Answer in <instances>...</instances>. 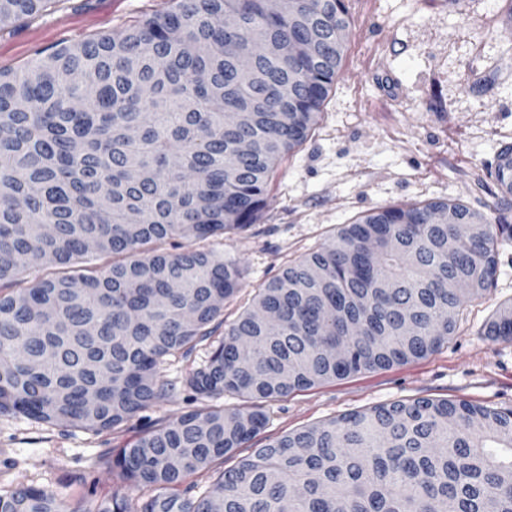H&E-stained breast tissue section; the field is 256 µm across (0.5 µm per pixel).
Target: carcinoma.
<instances>
[{
  "label": "carcinoma",
  "instance_id": "obj_1",
  "mask_svg": "<svg viewBox=\"0 0 512 512\" xmlns=\"http://www.w3.org/2000/svg\"><path fill=\"white\" fill-rule=\"evenodd\" d=\"M54 0H0V27ZM344 0H172L112 35L0 71V415L100 433L163 401L170 358L203 344L194 396L227 395L161 423L108 466L145 492L136 512H512V407L419 398L288 432L236 466L224 457L267 423L263 403L426 356L486 292L509 207L495 221L455 201L391 206L255 289L238 261L192 247L257 223L280 158L317 124L347 38ZM293 40L274 58L258 44ZM493 175L512 197V146ZM472 235L448 251L456 226ZM93 254L101 268H62ZM486 335L512 342V307ZM213 472L205 489L187 482ZM0 512H131L119 491L72 509L22 487Z\"/></svg>",
  "mask_w": 512,
  "mask_h": 512
}]
</instances>
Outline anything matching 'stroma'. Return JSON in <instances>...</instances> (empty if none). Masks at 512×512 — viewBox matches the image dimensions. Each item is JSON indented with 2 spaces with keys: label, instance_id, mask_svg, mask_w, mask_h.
Masks as SVG:
<instances>
[{
  "label": "stroma",
  "instance_id": "obj_1",
  "mask_svg": "<svg viewBox=\"0 0 512 512\" xmlns=\"http://www.w3.org/2000/svg\"><path fill=\"white\" fill-rule=\"evenodd\" d=\"M350 28L339 74L309 139L277 164L268 205L251 231L198 249L229 253L244 271L232 323L255 289L345 225L389 206L458 199L493 214L487 174L512 145V0H345ZM169 0H56L33 18L0 28V71L44 50L123 30ZM512 304V241L498 248L493 287L466 303L447 343L425 358L294 392L267 402L268 422L225 467L288 432L355 411L417 398L512 406V342L484 336ZM205 348L174 358L162 377L170 396L101 433L0 415V491L35 487L68 504H96L120 489L105 462L144 430L197 409L186 379Z\"/></svg>",
  "mask_w": 512,
  "mask_h": 512
}]
</instances>
